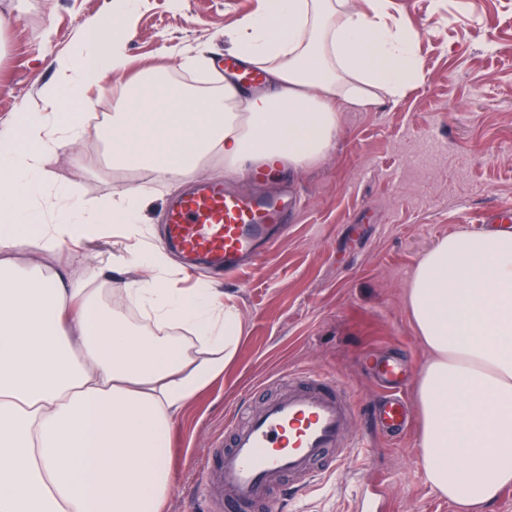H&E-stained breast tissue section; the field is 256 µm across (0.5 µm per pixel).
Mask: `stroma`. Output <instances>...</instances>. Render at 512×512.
I'll use <instances>...</instances> for the list:
<instances>
[{
	"instance_id": "stroma-1",
	"label": "stroma",
	"mask_w": 512,
	"mask_h": 512,
	"mask_svg": "<svg viewBox=\"0 0 512 512\" xmlns=\"http://www.w3.org/2000/svg\"><path fill=\"white\" fill-rule=\"evenodd\" d=\"M27 10L0 31V120L34 103L55 78V60L70 54L106 0H25ZM257 0H138L124 49L134 67L161 66L182 76L173 46L208 47L230 57L225 30ZM392 17L418 34L424 79L399 101L340 117L336 146L313 167L259 169L258 190L296 193L295 221L276 244L268 271L224 284L243 333L223 376L190 402L172 433L177 479L165 512H211L196 479L224 417L242 398L276 394L270 377L328 371L354 405L380 386L363 357L399 361L417 373L426 351L412 326L405 292L419 258L448 235L471 230L484 213L512 206V0H391ZM60 182L79 199L113 196L148 180L143 170L113 171L98 127L53 161ZM112 240L96 237L53 254L31 251L17 263L94 275L102 302L143 333L115 290L143 277L131 265H109ZM367 457L349 456L283 512H356L360 487L384 493L381 512H456L428 485L417 437L401 443L370 436Z\"/></svg>"
}]
</instances>
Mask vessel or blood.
<instances>
[{
	"label": "vessel or blood",
	"mask_w": 512,
	"mask_h": 512,
	"mask_svg": "<svg viewBox=\"0 0 512 512\" xmlns=\"http://www.w3.org/2000/svg\"><path fill=\"white\" fill-rule=\"evenodd\" d=\"M285 196L243 193L198 182L179 196L166 216L165 243L189 266L205 265L230 275L243 266L265 263L277 232L292 220ZM388 393L368 418L390 432L405 431L409 408L394 384L407 376L393 359L376 362ZM353 406L341 387L321 372L288 379V389L259 409L239 406L225 422V445L200 469L203 487L218 485L215 512H272L290 490L308 489L319 475L338 466L359 442L348 433Z\"/></svg>",
	"instance_id": "vessel-or-blood-1"
}]
</instances>
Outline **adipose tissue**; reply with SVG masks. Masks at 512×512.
Segmentation results:
<instances>
[{
	"label": "adipose tissue",
	"instance_id": "obj_1",
	"mask_svg": "<svg viewBox=\"0 0 512 512\" xmlns=\"http://www.w3.org/2000/svg\"><path fill=\"white\" fill-rule=\"evenodd\" d=\"M390 0H260L232 29L233 53L263 68L254 94L202 92L162 71L123 85L105 130L112 168L186 181L204 165L244 174L308 166L335 144L340 111L397 100L421 80L417 34ZM137 0H108L57 60L41 107L0 124V512H163L176 475L170 435L190 401L223 376L242 333L210 284L176 288L156 248L120 293L158 328L147 336L105 307L90 278L20 267L21 249L134 234L150 198L138 184L75 200L49 164L77 145L83 90L128 69ZM427 356L415 380L418 453L427 482L459 512L512 485V231L459 232L417 261L406 289Z\"/></svg>",
	"mask_w": 512,
	"mask_h": 512
}]
</instances>
